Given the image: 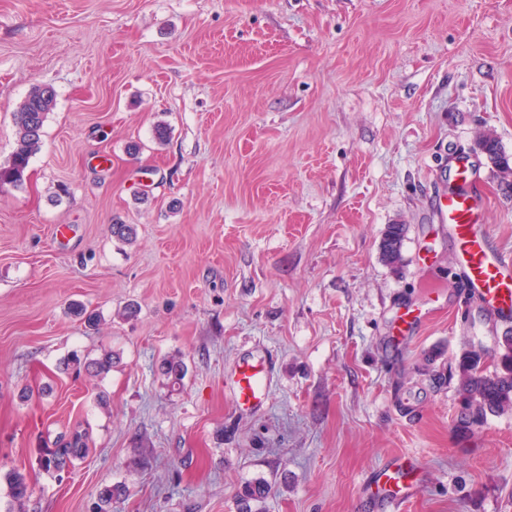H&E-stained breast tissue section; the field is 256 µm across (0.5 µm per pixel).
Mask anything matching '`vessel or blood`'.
<instances>
[{
  "mask_svg": "<svg viewBox=\"0 0 512 512\" xmlns=\"http://www.w3.org/2000/svg\"><path fill=\"white\" fill-rule=\"evenodd\" d=\"M453 186L435 203L438 223L447 225L458 249L469 291L481 295L502 317L512 316V256L491 250L482 230L485 207L470 188V163L458 158ZM262 364L241 360L233 374V391L239 407L249 410L268 399Z\"/></svg>",
  "mask_w": 512,
  "mask_h": 512,
  "instance_id": "b4317fda",
  "label": "vessel or blood"
}]
</instances>
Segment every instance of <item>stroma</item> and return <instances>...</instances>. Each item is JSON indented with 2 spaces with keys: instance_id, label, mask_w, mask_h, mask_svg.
<instances>
[{
  "instance_id": "stroma-1",
  "label": "stroma",
  "mask_w": 512,
  "mask_h": 512,
  "mask_svg": "<svg viewBox=\"0 0 512 512\" xmlns=\"http://www.w3.org/2000/svg\"><path fill=\"white\" fill-rule=\"evenodd\" d=\"M43 85L42 147L0 184V512H96L115 484L112 512H238L259 479L266 512H379L392 459L419 484L403 512H512V414L459 436L448 377L506 324L462 295L434 218L467 157L512 255V191L476 146L512 158V0H0V167ZM107 351V373L59 368ZM243 356L270 366L254 413L227 388ZM76 430L55 478L42 456ZM405 237V225L390 224L387 225L382 242H381V255L382 260L392 267H397L401 260V249ZM270 491L271 487L266 481L248 484L240 497L239 512H253L251 503H264Z\"/></svg>"
}]
</instances>
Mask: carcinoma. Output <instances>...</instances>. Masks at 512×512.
<instances>
[{
  "instance_id": "carcinoma-1",
  "label": "carcinoma",
  "mask_w": 512,
  "mask_h": 512,
  "mask_svg": "<svg viewBox=\"0 0 512 512\" xmlns=\"http://www.w3.org/2000/svg\"><path fill=\"white\" fill-rule=\"evenodd\" d=\"M56 93L49 86L34 89L14 114L16 126V149L7 166L0 167V183L8 182L15 186L22 184L25 170L31 157L42 144L44 123L53 110ZM483 153L505 177L512 174V159L501 150L499 142L490 134L478 141ZM405 237V225H387L382 242V260L396 267L402 260L401 249ZM500 352L493 367L484 365L482 355L475 351H464L457 358L454 376L457 377L456 391L459 396V412L456 428L462 433L474 426L483 425L488 417L512 412V329H506L499 341ZM72 363L90 373H103L112 366V357L81 361L75 357ZM85 436L76 432L66 441L47 451L42 457V465L47 471L60 474L69 468L72 460L85 452ZM9 494L15 500H23L32 494L26 477L17 471L8 474ZM271 491L265 481H258L245 487L240 497L239 512H252V503H262ZM124 489L117 485L102 493L97 504V512H111L112 501L120 498Z\"/></svg>"
}]
</instances>
